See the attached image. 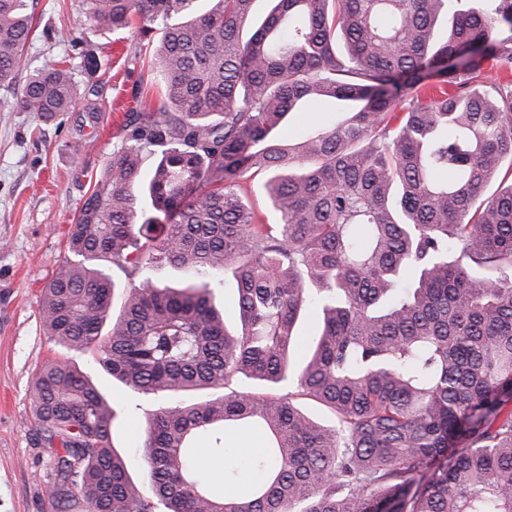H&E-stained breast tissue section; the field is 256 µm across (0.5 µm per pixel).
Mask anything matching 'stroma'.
Instances as JSON below:
<instances>
[{
  "instance_id": "35a3bbf8",
  "label": "stroma",
  "mask_w": 512,
  "mask_h": 512,
  "mask_svg": "<svg viewBox=\"0 0 512 512\" xmlns=\"http://www.w3.org/2000/svg\"><path fill=\"white\" fill-rule=\"evenodd\" d=\"M83 0H35L26 71L65 57L66 35L90 39L103 61L89 102L44 123L18 105L19 88L0 89V512H60L48 494L52 463L34 424L29 385L36 369L61 351L39 317L42 290L72 260L66 233L114 148L128 112L155 103L160 78L148 51L129 31L100 34L84 23ZM56 30V38L44 35ZM70 358L120 413L115 443L132 476L148 482L143 464L152 399L114 383L89 354Z\"/></svg>"
}]
</instances>
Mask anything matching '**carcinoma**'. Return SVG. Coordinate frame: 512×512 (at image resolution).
Instances as JSON below:
<instances>
[{"instance_id":"carcinoma-1","label":"carcinoma","mask_w":512,"mask_h":512,"mask_svg":"<svg viewBox=\"0 0 512 512\" xmlns=\"http://www.w3.org/2000/svg\"><path fill=\"white\" fill-rule=\"evenodd\" d=\"M273 2L245 39L255 0H85L95 30L135 28L163 83L127 115L67 232L81 260L39 315L56 346L159 405L140 484L106 396L45 362L30 395L51 496L69 508L72 484L86 512H512V183L494 186L512 169V73L481 80L512 64V0ZM28 9L0 0V86L22 71ZM68 45L100 68L91 41ZM81 97L75 67L50 62L19 105L51 120ZM313 102L339 119L283 136ZM254 168L278 224L243 200ZM166 268L179 279L152 276ZM227 269L235 324L212 287ZM241 436L259 452L213 481L202 456Z\"/></svg>"}]
</instances>
